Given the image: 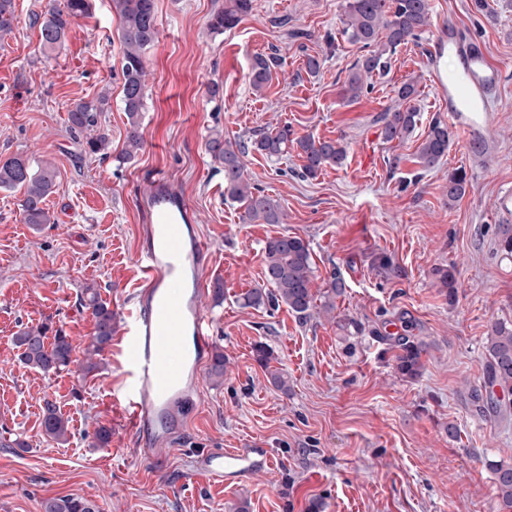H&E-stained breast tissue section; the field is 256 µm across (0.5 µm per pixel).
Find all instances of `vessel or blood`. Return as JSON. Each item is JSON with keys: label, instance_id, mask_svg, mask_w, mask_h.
<instances>
[{"label": "vessel or blood", "instance_id": "1", "mask_svg": "<svg viewBox=\"0 0 512 512\" xmlns=\"http://www.w3.org/2000/svg\"><path fill=\"white\" fill-rule=\"evenodd\" d=\"M447 58L453 60V68L444 67ZM430 61L451 126L470 148H486L502 67L453 23L435 40ZM142 208L147 217L139 252L142 289L124 332L122 353L129 384L123 413L138 445L151 448L170 442L184 426L186 418L176 408L195 393L199 365L212 348L210 322L199 305L212 252L192 211L167 179L154 180ZM188 283L193 286L191 294H180V287ZM270 465L265 448L214 450L199 463L210 478L227 485Z\"/></svg>", "mask_w": 512, "mask_h": 512}]
</instances>
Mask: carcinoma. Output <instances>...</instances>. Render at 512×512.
Returning <instances> with one entry per match:
<instances>
[{"label":"carcinoma","instance_id":"carcinoma-1","mask_svg":"<svg viewBox=\"0 0 512 512\" xmlns=\"http://www.w3.org/2000/svg\"><path fill=\"white\" fill-rule=\"evenodd\" d=\"M112 10L119 18V41L122 49V104L127 118L123 159L135 158L143 147L142 116L146 98V51L157 39L154 0H111ZM90 0H56L39 12L28 15V25L39 30L40 47L44 54L56 51L67 39L72 19L86 15ZM253 9L252 0H227L214 12L209 28L216 33L234 28ZM17 22L14 0H0V38L11 34ZM342 35L359 46L365 54L359 56L349 69L343 85V96L358 100L365 89V79L373 73H387L390 58L397 48L418 36L430 26L429 0H345ZM281 66L280 59L271 55L253 56L249 80L255 91H262L271 81L273 69ZM109 100V91L96 99L77 103L68 115L70 134L85 139L88 153L106 159L111 154L109 134L101 117ZM417 112L408 106L394 105L382 114L381 135L387 142L403 140L415 129ZM451 130L448 123L436 119L428 128L417 152L422 167H437L448 153ZM295 148L303 159L302 174L315 178L326 166H340L347 157L341 139L321 140L313 137H295L289 126L261 132L251 142L230 141L216 133L206 141V150L214 163L224 171V194L244 206L243 219L260 224H283L286 213L279 199L259 191L244 175L243 158L254 150L270 160H277ZM23 190L21 215L24 223L39 229L51 223V215L44 208L46 199L59 188L57 168L49 161L36 164L19 156L0 160V189ZM467 192L466 178L454 173L448 177V206H453ZM499 249L512 255V224H499L496 231ZM264 279L266 287L254 288L244 295L250 307L283 304L295 316L306 321L314 314H330L335 299L343 293V285L333 281L323 292V300L313 292L315 280L309 243L298 236L282 234L270 237L264 245ZM434 275L448 292V301L456 298L455 272L451 267H438ZM81 305L94 319V333L84 348L82 374L94 375L100 370V356L112 342L115 314L103 301L97 288H84ZM49 327H26L13 337V344L21 350L18 361L24 367L44 376L55 375L73 363L75 348L63 331L47 336ZM394 354L395 370L400 377L414 381L421 375L423 343L408 336L389 338ZM256 360L268 370L270 383L282 392H288V377L278 369L270 368L272 353L267 346L255 347ZM487 383L489 388L512 386V320L498 319L491 325L486 343ZM209 376L215 385L224 382V352L214 351ZM41 426L44 434L58 444L71 437L68 420L56 404L44 401ZM489 468L495 476L498 512H512V465L491 461ZM42 512H100L91 499L76 495H57L43 499Z\"/></svg>","mask_w":512,"mask_h":512}]
</instances>
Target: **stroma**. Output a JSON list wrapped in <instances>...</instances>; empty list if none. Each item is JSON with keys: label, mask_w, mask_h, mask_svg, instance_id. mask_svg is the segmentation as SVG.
Wrapping results in <instances>:
<instances>
[{"label": "stroma", "mask_w": 512, "mask_h": 512, "mask_svg": "<svg viewBox=\"0 0 512 512\" xmlns=\"http://www.w3.org/2000/svg\"><path fill=\"white\" fill-rule=\"evenodd\" d=\"M224 2L156 0L145 145L121 164L127 119L110 0H93L91 15L74 18L49 57L27 22L41 0H15L20 22L0 39V158L54 162L60 189L46 201L55 222L40 230L22 220V191L0 190V430L26 442L0 448V512H41L44 498L68 494L101 512H230L243 499L249 512H497L486 463H512V414L494 413L472 392L486 380L491 323L512 319V256L496 235L508 221L496 200L512 190V0H430L427 31L400 46L389 74L369 78L352 103L342 85L360 50L340 34L344 0H253L250 14L215 36L208 20ZM451 21L481 42L504 78L491 145L479 154L453 138L441 164L426 170L414 161L417 148L430 123L448 117L431 84L428 45ZM272 52L283 65L256 93L251 59ZM309 55L318 56V73L306 71ZM410 78L418 81L415 130L384 141L379 118ZM105 89L112 156L102 160L67 132L66 119ZM282 125L343 139L347 157L305 179L297 151L276 161L250 152L248 178L280 199L287 219L244 223L206 141ZM457 172L468 188L452 205L444 188ZM158 176L184 197L212 246L200 302L227 363L221 386L202 376V404L174 443L146 451L122 412L120 330L140 290L139 200ZM283 233L309 242L316 290L344 282L333 317L302 321L284 306H244V294L263 285L266 240ZM382 254L388 267L376 262ZM442 266L455 269L456 302L433 274ZM217 279L219 305L210 291ZM91 283L118 328L102 372L83 379L74 369L46 377L24 368L12 338L42 323L65 331L82 358L94 323L78 296ZM344 318L362 327L352 351ZM403 332L426 347L414 381L396 373L382 340ZM260 342L273 353L266 367L253 354ZM271 368L287 374V391L270 384ZM47 399L72 420L68 446L44 438ZM98 425L112 430L108 447L87 437ZM250 445L269 449L271 468L227 487L199 475L208 450Z\"/></svg>", "instance_id": "35a3bbf8"}]
</instances>
